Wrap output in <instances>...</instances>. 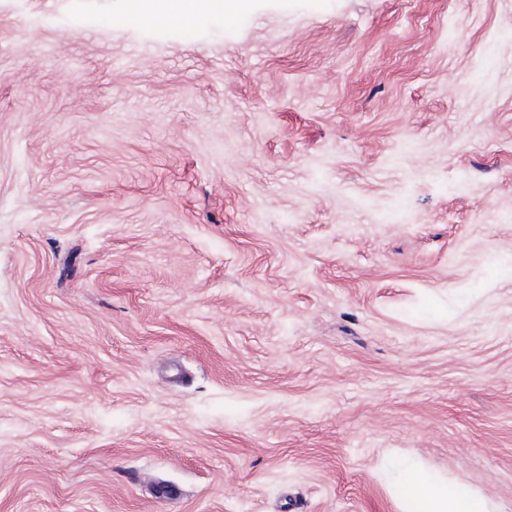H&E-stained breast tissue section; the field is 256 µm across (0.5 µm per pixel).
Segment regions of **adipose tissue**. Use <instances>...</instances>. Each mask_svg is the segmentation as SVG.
Here are the masks:
<instances>
[{"instance_id": "1", "label": "adipose tissue", "mask_w": 512, "mask_h": 512, "mask_svg": "<svg viewBox=\"0 0 512 512\" xmlns=\"http://www.w3.org/2000/svg\"><path fill=\"white\" fill-rule=\"evenodd\" d=\"M246 7V0H200L196 6L190 5L188 0H161L152 8L138 6L137 15L150 18L161 12L169 22L177 23L185 16L196 17L208 11L230 20ZM399 472L398 491L413 502L415 512H488L485 500L466 484L443 486L435 473L413 465H400Z\"/></svg>"}]
</instances>
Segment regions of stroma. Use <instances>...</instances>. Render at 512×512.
Returning <instances> with one entry per match:
<instances>
[{"mask_svg": "<svg viewBox=\"0 0 512 512\" xmlns=\"http://www.w3.org/2000/svg\"><path fill=\"white\" fill-rule=\"evenodd\" d=\"M512 512V0H0V512ZM247 0H201L199 5L190 8L191 2L182 0H169L155 5L152 8L143 6L140 2L137 4V15L134 19L150 18L163 12L169 22L177 23L184 19L186 15H192L198 18L203 11L218 13L224 15L225 20H231L243 12L247 7ZM398 491L411 500L415 512H488L485 500L464 483L440 484L432 471L399 464Z\"/></svg>", "mask_w": 512, "mask_h": 512, "instance_id": "obj_1", "label": "stroma"}]
</instances>
